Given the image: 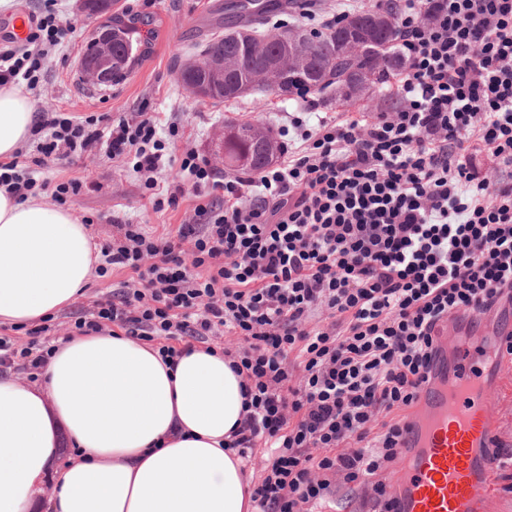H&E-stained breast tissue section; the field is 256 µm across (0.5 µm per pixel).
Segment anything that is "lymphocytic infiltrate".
Returning <instances> with one entry per match:
<instances>
[{"label": "lymphocytic infiltrate", "mask_w": 512, "mask_h": 512, "mask_svg": "<svg viewBox=\"0 0 512 512\" xmlns=\"http://www.w3.org/2000/svg\"><path fill=\"white\" fill-rule=\"evenodd\" d=\"M398 106L375 120L298 115L278 126L282 162L223 177L196 152L173 160L156 113L80 121L37 113L44 141L31 165L0 162L19 198L57 203L81 181L37 170L99 146L154 192L179 162L197 204L176 235L116 223L101 248L128 271L111 296L77 312L80 336L116 327L154 342L165 363L220 335L245 343L246 416L231 447L270 450L252 499L260 512H317L332 481L386 471L434 345L454 314L512 305V0H397ZM25 39L0 41V85L35 87L53 49L76 31L43 0ZM504 176L491 180L481 159ZM53 346L0 336V372L37 380ZM303 364L294 377L291 355ZM389 420L378 423L380 414Z\"/></svg>", "instance_id": "lymphocytic-infiltrate-1"}]
</instances>
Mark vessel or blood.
<instances>
[{
	"label": "vessel or blood",
	"mask_w": 512,
	"mask_h": 512,
	"mask_svg": "<svg viewBox=\"0 0 512 512\" xmlns=\"http://www.w3.org/2000/svg\"><path fill=\"white\" fill-rule=\"evenodd\" d=\"M512 327L482 342H439L415 410L402 421L397 512H490L489 450L499 416V348Z\"/></svg>",
	"instance_id": "1"
}]
</instances>
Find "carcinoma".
Segmentation results:
<instances>
[{
  "mask_svg": "<svg viewBox=\"0 0 512 512\" xmlns=\"http://www.w3.org/2000/svg\"><path fill=\"white\" fill-rule=\"evenodd\" d=\"M375 11L396 18L393 0H378L360 10H353L344 17L325 28L313 33V43L306 69L300 72L283 67L278 75L277 87L269 85L249 86V89L260 92L292 95L298 91L326 93L327 100L345 107L355 106L351 93L345 91L353 80L367 79L378 85L382 77L397 68L398 62L394 55L396 40V23H391L370 37L366 50L353 59L343 58L338 48L344 36L357 34L368 24L366 12ZM224 14L238 23L237 29L226 27L224 35L216 36L204 44H195L194 50H200L203 56H222L236 61L237 68L224 74V85L229 90L213 96L217 101H229L238 98L230 86L239 79L270 66L273 61H280L288 56V46L281 41L272 39L271 33L284 29L288 33L292 28L283 22L270 24L271 12L268 0H224ZM126 38L114 43V54L117 65L112 78L108 82L120 81L126 75V65L137 55L140 47L149 45L156 36V20L151 17L140 19V26L125 27ZM180 83L189 92L207 82L205 72L197 70L189 72L179 69ZM255 126L240 123L231 127V133L224 138V165L257 173L273 162L278 145L265 133L254 137L250 132Z\"/></svg>",
  "mask_w": 512,
  "mask_h": 512,
  "instance_id": "1",
  "label": "carcinoma"
}]
</instances>
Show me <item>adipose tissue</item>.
<instances>
[{"label":"adipose tissue","instance_id":"obj_1","mask_svg":"<svg viewBox=\"0 0 512 512\" xmlns=\"http://www.w3.org/2000/svg\"><path fill=\"white\" fill-rule=\"evenodd\" d=\"M32 112L0 87V160L28 141ZM99 260L74 209L0 186V324L71 305ZM243 407L219 349L167 365L119 330L68 337L39 383L0 377V512H255L242 460L224 447Z\"/></svg>","mask_w":512,"mask_h":512}]
</instances>
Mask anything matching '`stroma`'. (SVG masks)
<instances>
[{
    "mask_svg": "<svg viewBox=\"0 0 512 512\" xmlns=\"http://www.w3.org/2000/svg\"><path fill=\"white\" fill-rule=\"evenodd\" d=\"M116 11L150 16L158 22V36L150 52L131 62L126 76L105 87L84 82L80 61L90 35L97 26L86 19L83 29L65 40L54 52L52 62L31 94L32 103L46 113L68 114L76 118L128 115L134 112L160 113L164 122L178 126L179 136L170 143L175 156L189 150L212 158L211 145L229 123L249 122L266 128L284 123L294 111V101L251 93L229 102L199 100L184 90L177 78V66L188 58L190 45L224 31V0H115ZM47 178H76L83 186L69 196L67 204L88 220L95 243L112 239L113 221L132 220L145 224L157 236H167L193 214L195 198L185 193L176 207L155 211L140 182L103 151L94 149L65 167L47 171ZM123 271H108L95 278L84 296L52 317L41 338L57 343L65 338L75 311L94 300L109 296L121 281Z\"/></svg>",
    "mask_w": 512,
    "mask_h": 512,
    "instance_id": "35a3bbf8",
    "label": "stroma"
}]
</instances>
